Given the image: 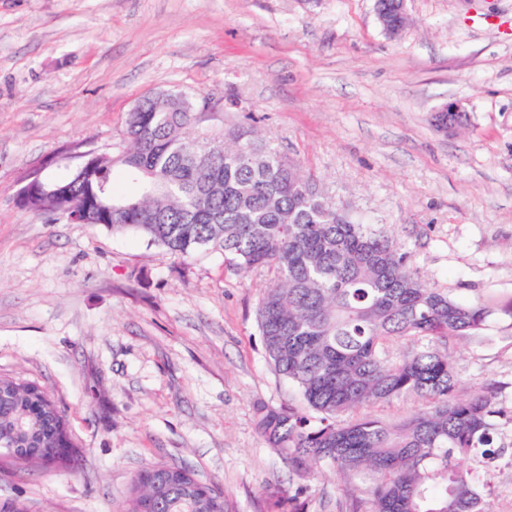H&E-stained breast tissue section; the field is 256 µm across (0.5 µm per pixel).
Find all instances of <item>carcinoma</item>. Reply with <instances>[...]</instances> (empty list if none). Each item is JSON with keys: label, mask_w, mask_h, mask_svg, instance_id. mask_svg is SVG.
Returning a JSON list of instances; mask_svg holds the SVG:
<instances>
[{"label": "carcinoma", "mask_w": 512, "mask_h": 512, "mask_svg": "<svg viewBox=\"0 0 512 512\" xmlns=\"http://www.w3.org/2000/svg\"><path fill=\"white\" fill-rule=\"evenodd\" d=\"M205 101L177 89L159 106L144 98L128 114L126 149L98 156L81 179L59 181L67 197L58 206L32 195L31 211L52 221L103 188L120 208L99 211L96 226L141 234L181 260L212 246L240 274L273 271L258 302L259 332L275 372L305 407L256 408L259 429L302 481L286 508L271 495V512H305L301 495L321 465L340 481L345 512H493L483 476L512 465V448L498 442L496 419L506 412L493 390L457 396L446 348L483 339L495 306L430 285L393 235L349 221L249 128L225 132L221 149L191 157L190 142L213 140L193 123ZM401 341L413 347L392 353ZM0 381L12 392L0 400L1 436L51 448L70 433L55 401L26 396L32 383ZM411 395L428 408L391 422L356 415ZM145 499L157 512H224L217 484L174 463L134 476L130 512Z\"/></svg>", "instance_id": "obj_1"}]
</instances>
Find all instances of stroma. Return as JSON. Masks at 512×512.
I'll use <instances>...</instances> for the list:
<instances>
[{"instance_id":"obj_1","label":"stroma","mask_w":512,"mask_h":512,"mask_svg":"<svg viewBox=\"0 0 512 512\" xmlns=\"http://www.w3.org/2000/svg\"><path fill=\"white\" fill-rule=\"evenodd\" d=\"M395 38L374 0H0V375L65 412L79 470L0 474V504L127 512L132 478L190 466L225 512H266L296 489L255 407L297 401L257 325L267 269L219 249L179 261L136 233L17 202L88 150L115 156L144 97L208 96L197 126L254 127L356 224L394 235L455 297L512 300V0H407ZM466 109L443 132L432 113ZM452 343L460 396L512 407V317Z\"/></svg>"}]
</instances>
